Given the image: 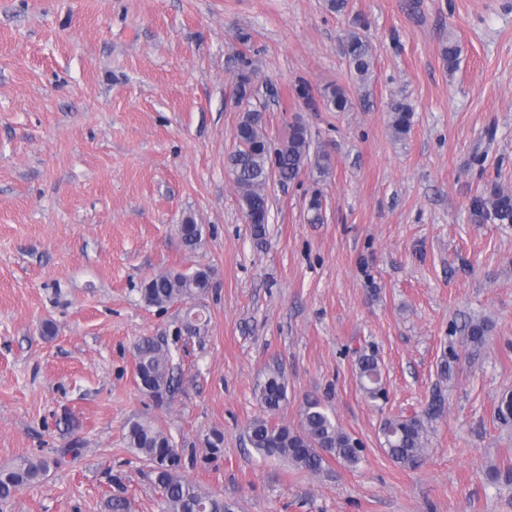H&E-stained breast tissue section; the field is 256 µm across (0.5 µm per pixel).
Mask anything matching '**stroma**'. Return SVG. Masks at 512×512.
<instances>
[{
	"mask_svg": "<svg viewBox=\"0 0 512 512\" xmlns=\"http://www.w3.org/2000/svg\"><path fill=\"white\" fill-rule=\"evenodd\" d=\"M354 33L374 56L364 88L345 55ZM244 71L271 143L299 121L332 157L324 179L270 180L260 242L227 163ZM303 84L342 86L349 110L307 105ZM401 99L414 116L398 139ZM493 183L512 192V0H0V466L49 463L0 512L116 499L164 512L126 444L134 418L171 434L184 475L235 512H512V424L496 417L512 391V224L470 211ZM189 217L203 229L193 250L177 233ZM199 266L208 324L183 340L180 307L147 305L141 288ZM471 317L492 324L479 348L461 330ZM143 336L173 354L179 386L161 402L137 385ZM360 348L385 399L361 386ZM274 369L277 420L298 427L320 399L361 442L356 466L310 473L249 447ZM397 416L426 423L417 468L382 447ZM412 109L404 100L395 102L391 107L390 128L397 137L406 135L411 127ZM257 392L260 402L268 412L277 411L281 403L286 400V387L282 373L279 370L269 372L257 385Z\"/></svg>",
	"mask_w": 512,
	"mask_h": 512,
	"instance_id": "stroma-1",
	"label": "stroma"
}]
</instances>
